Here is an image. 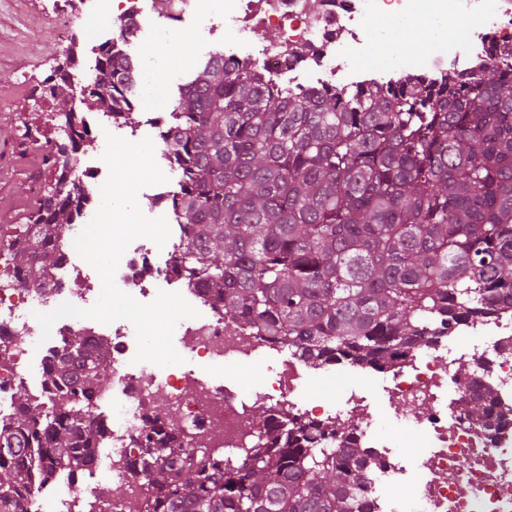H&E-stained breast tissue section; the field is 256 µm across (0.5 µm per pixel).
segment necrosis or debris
<instances>
[{
  "mask_svg": "<svg viewBox=\"0 0 512 512\" xmlns=\"http://www.w3.org/2000/svg\"><path fill=\"white\" fill-rule=\"evenodd\" d=\"M418 13L427 14L436 31L464 26L468 34L449 43L443 57L396 51L383 67H360L368 43L385 41L382 33L367 32L372 18L402 23ZM172 14L192 18L207 31L222 18L224 38L233 48L225 63L258 62L268 74L287 76L292 87L303 77L317 87H353L463 73L492 66V45L512 43V0H321L315 10L308 0H224L220 15L199 0H174ZM266 29L276 30L278 40L254 47L253 34ZM299 49L305 56L297 60L293 53ZM81 230L70 225L63 259L46 292L3 266L0 251V421L14 413L20 388H28L40 403L53 397L43 382H30V365L46 369L75 336L93 341L106 334L111 342V365L91 395L103 449L74 479L35 486L28 512H133L150 494L134 464L149 433L173 447L224 453L238 469H246L250 419L259 409L302 422L332 418L364 440L378 460L365 479L375 512H512V425L486 430L464 412L476 379L496 388L503 408L512 407L511 311L425 337L375 380L373 391H365L356 374L346 378L336 402L323 403L300 394L304 383L319 378L320 367L298 353H285L270 337L225 321L219 304L177 274L173 256L188 233L174 224L165 247L145 238L133 241L115 282L139 302H152L163 290L180 293L197 310V317L177 323L173 337L200 369L170 365L146 374L132 362L137 342L126 321L105 325L64 317L54 323L47 341L32 334L36 313L64 302L87 308L100 295L97 278L73 258ZM208 367H256L264 382L247 394L206 376ZM104 479L114 483L109 505L95 495ZM402 485L413 488L411 498L397 495Z\"/></svg>",
  "mask_w": 512,
  "mask_h": 512,
  "instance_id": "obj_1",
  "label": "necrosis or debris"
}]
</instances>
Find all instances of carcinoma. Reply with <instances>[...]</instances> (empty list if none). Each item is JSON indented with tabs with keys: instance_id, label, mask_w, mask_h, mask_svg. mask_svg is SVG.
<instances>
[{
	"instance_id": "obj_1",
	"label": "carcinoma",
	"mask_w": 512,
	"mask_h": 512,
	"mask_svg": "<svg viewBox=\"0 0 512 512\" xmlns=\"http://www.w3.org/2000/svg\"><path fill=\"white\" fill-rule=\"evenodd\" d=\"M124 34L100 47L85 102L131 120L140 64ZM497 71L389 85L291 91L256 63L201 61L160 128L179 171L169 204L190 232L174 255L224 319L307 355L310 364L394 367L423 336L512 309V44ZM73 51L41 95L64 99ZM45 161L93 141L73 111ZM62 168L9 243V265L41 285L86 186ZM106 341L74 336L45 373L57 396L26 389L0 424V512H25L32 487L88 462L101 438L85 405L107 372ZM467 417H502L494 389L473 381ZM250 465L151 447L154 490L138 512H373L362 475L375 459L338 422L255 415Z\"/></svg>"
}]
</instances>
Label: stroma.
Segmentation results:
<instances>
[{
	"label": "stroma",
	"instance_id": "obj_1",
	"mask_svg": "<svg viewBox=\"0 0 512 512\" xmlns=\"http://www.w3.org/2000/svg\"><path fill=\"white\" fill-rule=\"evenodd\" d=\"M178 33L187 42L189 58L163 69L171 102L193 67L224 48L220 26L201 39L187 19ZM117 35L107 18L85 23L47 9L45 0H0V241L15 235L57 176L42 156L48 144L62 137L57 114L64 103L42 97L44 80L69 50L76 54V70L92 72L100 45Z\"/></svg>",
	"mask_w": 512,
	"mask_h": 512
}]
</instances>
